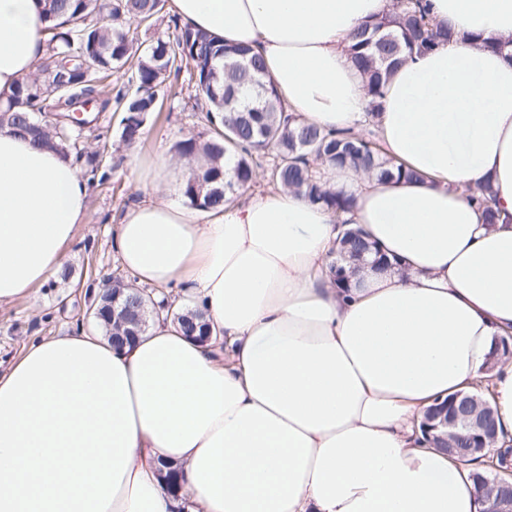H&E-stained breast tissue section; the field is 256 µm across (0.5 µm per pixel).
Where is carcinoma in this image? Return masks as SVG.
<instances>
[{
	"label": "carcinoma",
	"instance_id": "1",
	"mask_svg": "<svg viewBox=\"0 0 512 512\" xmlns=\"http://www.w3.org/2000/svg\"><path fill=\"white\" fill-rule=\"evenodd\" d=\"M50 39L38 75L20 82L13 97L0 105V130L30 136L48 147L85 158L91 175L98 174L95 155L75 134L77 126L66 121L68 106L93 92L127 63L135 62L136 93L119 94L96 103L84 113L90 124L110 105L122 113L121 141L131 146L141 140L148 118L158 108L159 92L177 91L169 82L182 65L192 67L196 98L207 104L206 140L190 137L175 145L185 159L203 156L206 164L193 172L182 187L190 206L212 209L234 198L254 180V157L273 152L270 176L274 185L289 188L313 203H323L338 213L348 211L353 198L324 188L318 161L352 164L381 178L409 176L392 164L374 141L347 132L325 131L287 114L274 85L264 76L261 63L245 45H224L202 30L174 23L172 38L158 39L138 53L124 32V23L155 21L161 0H40ZM449 32L432 25L426 0H400L397 11L355 32L351 58L362 71L370 97L367 116L375 118L380 99L393 71L416 51L438 46ZM100 175V174H98ZM107 174L100 175L105 180ZM492 189H478L476 201L487 222H496L491 208ZM370 251L359 234L347 230L341 253L332 261L333 280L342 287L349 281L350 266ZM122 289L123 298H141L142 314L149 309V295L121 277L106 280L103 295Z\"/></svg>",
	"mask_w": 512,
	"mask_h": 512
}]
</instances>
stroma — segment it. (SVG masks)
<instances>
[{"instance_id":"1","label":"stroma","mask_w":512,"mask_h":512,"mask_svg":"<svg viewBox=\"0 0 512 512\" xmlns=\"http://www.w3.org/2000/svg\"><path fill=\"white\" fill-rule=\"evenodd\" d=\"M192 105L189 98L165 99L159 114L147 122L140 143L132 147L120 141V113H103L85 144L89 151L100 152L110 178L90 186L89 221L79 226L66 250L72 275L48 282L32 299L0 306V372L34 340L92 328L94 291L102 289L105 277L125 273L113 247L114 226L128 207L149 198L137 182V169H151L159 156L174 155L178 141L208 133L201 112Z\"/></svg>"}]
</instances>
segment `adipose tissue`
<instances>
[{"label":"adipose tissue","mask_w":512,"mask_h":512,"mask_svg":"<svg viewBox=\"0 0 512 512\" xmlns=\"http://www.w3.org/2000/svg\"><path fill=\"white\" fill-rule=\"evenodd\" d=\"M188 25L248 44L288 111L359 131L369 97L350 34L392 0H170ZM451 40L392 75L375 119L386 156L413 171L384 179L324 165L351 194L349 218L389 260L334 286L335 214L286 190L216 210L162 198L168 158L129 207L115 248L138 287L202 309L201 343L170 317L114 347L103 329L73 339L122 362L137 428L107 512H488L463 463L419 428L436 399L490 379L499 441L512 443V0H429ZM38 0H0V101L47 51ZM493 187L498 223L471 191ZM72 159L0 132V305L58 278L88 218ZM178 466L173 493L162 464Z\"/></svg>","instance_id":"ef3b65f1"}]
</instances>
